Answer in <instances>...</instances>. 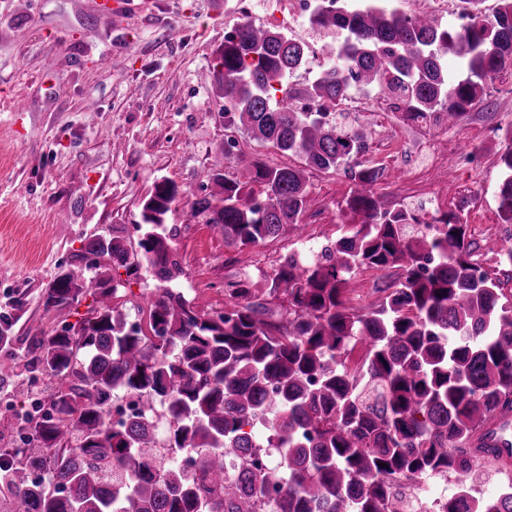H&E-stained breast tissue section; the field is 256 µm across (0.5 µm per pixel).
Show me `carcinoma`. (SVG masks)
<instances>
[{
    "label": "carcinoma",
    "instance_id": "1",
    "mask_svg": "<svg viewBox=\"0 0 512 512\" xmlns=\"http://www.w3.org/2000/svg\"><path fill=\"white\" fill-rule=\"evenodd\" d=\"M462 2L468 24L447 26L392 0H315L308 24L337 35L336 62L286 88L306 65L301 41L248 20L224 38L218 60L234 102L224 123L302 165H259L254 189L225 178L217 162L208 178L220 191L193 199L191 215L238 247L298 235L308 172L341 169L352 228L308 257L289 254L262 288L224 289L227 306L208 312L170 286L179 266L168 220L184 193L154 181L137 244L115 228L95 233L72 255L92 275L63 268L45 288L47 311L92 298L82 318L16 336L13 319L0 316V349L25 343L24 356L0 361V389L27 398L41 378L60 382L19 421L0 423L21 440L0 448L3 512H259L255 491L270 486L280 490L277 512H403V492L438 472L458 482L436 512H512L511 480L473 494L480 468L467 444L491 413L512 411V303L471 261L456 214L422 225L423 205L393 209L375 194L383 171L361 161L371 121L325 108L354 80L397 109L458 122L487 97L489 75L512 66V0L491 16L486 0ZM500 139L497 212L512 224V126ZM112 264L131 274L146 264L162 283L146 324L111 303ZM360 269L398 277L355 309L344 296ZM274 300L287 304L279 321ZM117 388L147 410L166 409L164 443L176 457L158 475V440L137 420L108 418ZM234 457L247 467L232 478Z\"/></svg>",
    "mask_w": 512,
    "mask_h": 512
}]
</instances>
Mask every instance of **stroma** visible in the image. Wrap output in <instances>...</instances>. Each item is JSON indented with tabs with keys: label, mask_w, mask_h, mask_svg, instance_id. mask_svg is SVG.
I'll use <instances>...</instances> for the list:
<instances>
[{
	"label": "stroma",
	"mask_w": 512,
	"mask_h": 512,
	"mask_svg": "<svg viewBox=\"0 0 512 512\" xmlns=\"http://www.w3.org/2000/svg\"><path fill=\"white\" fill-rule=\"evenodd\" d=\"M100 0H0V314L26 325L76 322L86 304L45 312L41 295L87 235L122 230L137 241L139 205L154 180L183 187L186 201L170 216L178 234L173 255L181 273L174 285L204 310L224 308V290L239 281L261 286L263 275L291 252L322 246L345 231L341 211L351 187L343 171L309 175L311 206L302 237L280 236L249 248L227 245L223 233L190 215L189 199L213 186L207 176L223 160L224 90L217 51L235 21L215 0H118L102 13ZM122 57L113 67V57ZM486 101L457 123L440 128L442 153L479 149L480 174L414 164L415 125L399 116L398 138L378 129L367 160L385 172L375 191L391 206L459 198L482 206L463 216L475 242L474 260L502 282L512 302V224L499 223L496 192L502 145L490 126L512 125V73L488 82ZM226 178L249 181L255 164H297L268 145L240 137ZM112 299L138 320L156 282L150 273L112 267Z\"/></svg>",
	"instance_id": "stroma-1"
}]
</instances>
